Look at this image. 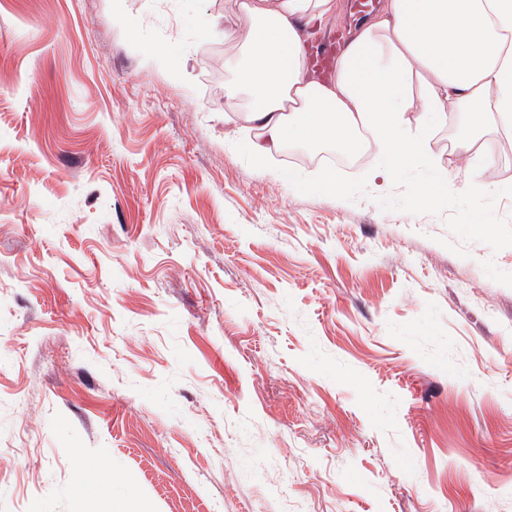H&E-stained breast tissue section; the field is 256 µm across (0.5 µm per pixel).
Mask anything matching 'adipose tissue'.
<instances>
[{
    "instance_id": "ef3b65f1",
    "label": "adipose tissue",
    "mask_w": 512,
    "mask_h": 512,
    "mask_svg": "<svg viewBox=\"0 0 512 512\" xmlns=\"http://www.w3.org/2000/svg\"><path fill=\"white\" fill-rule=\"evenodd\" d=\"M247 29L224 39L241 45L225 59L230 111H244L261 138L250 149L331 147L346 157L373 147L384 168L424 161L425 132L457 106L472 132L488 108L512 126V0H385L381 14L348 39L326 81L307 77L301 29L315 28L335 0H234ZM417 115L419 135L404 132Z\"/></svg>"
}]
</instances>
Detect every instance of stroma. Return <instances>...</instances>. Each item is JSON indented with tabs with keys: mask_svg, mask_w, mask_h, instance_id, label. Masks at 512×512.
Instances as JSON below:
<instances>
[{
	"mask_svg": "<svg viewBox=\"0 0 512 512\" xmlns=\"http://www.w3.org/2000/svg\"><path fill=\"white\" fill-rule=\"evenodd\" d=\"M246 25L0 0V512H512V128L325 191L226 109Z\"/></svg>",
	"mask_w": 512,
	"mask_h": 512,
	"instance_id": "1",
	"label": "stroma"
}]
</instances>
